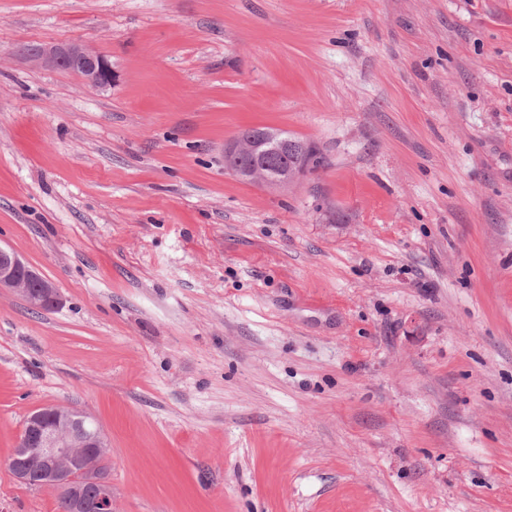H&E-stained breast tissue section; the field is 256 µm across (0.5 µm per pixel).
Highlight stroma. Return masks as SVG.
I'll return each mask as SVG.
<instances>
[{
	"label": "stroma",
	"instance_id": "1",
	"mask_svg": "<svg viewBox=\"0 0 512 512\" xmlns=\"http://www.w3.org/2000/svg\"><path fill=\"white\" fill-rule=\"evenodd\" d=\"M0 244L62 296L0 291V512L46 405L115 512H512V0H0ZM17 52L34 66L76 74L92 88L103 90L112 85V63L86 44H27L20 46ZM258 148L253 137L234 140L225 147L224 156L227 165L237 178L268 186L288 187L303 174L301 170L290 168L282 175L270 178L261 166L249 162ZM316 154V149L310 144L307 153L300 150H288V153L278 151L268 153L262 158V164L271 175H278L287 167L310 166L312 164L314 166L310 167L311 169L318 163Z\"/></svg>",
	"mask_w": 512,
	"mask_h": 512
}]
</instances>
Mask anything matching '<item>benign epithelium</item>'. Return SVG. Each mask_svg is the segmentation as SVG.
I'll return each mask as SVG.
<instances>
[{
    "label": "benign epithelium",
    "mask_w": 512,
    "mask_h": 512,
    "mask_svg": "<svg viewBox=\"0 0 512 512\" xmlns=\"http://www.w3.org/2000/svg\"><path fill=\"white\" fill-rule=\"evenodd\" d=\"M38 67L73 73L95 89L112 86V63L80 42L62 45L27 44L17 49ZM258 145L254 138L238 139L225 147L230 170L241 180L286 187L302 171L291 168L278 177L249 162ZM17 292L33 309L55 308L62 298L52 282L40 276L17 252L0 246V289ZM108 445L100 427L84 410L49 405L27 418L25 434L9 459V467L22 483L52 490L68 512H84L85 495L96 496L98 512H113L112 482L101 469Z\"/></svg>",
    "instance_id": "obj_1"
}]
</instances>
